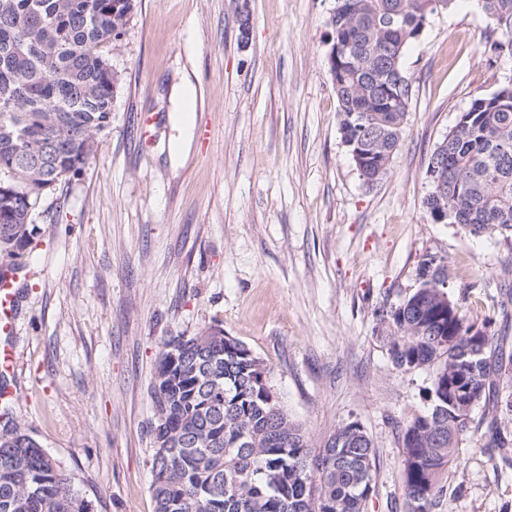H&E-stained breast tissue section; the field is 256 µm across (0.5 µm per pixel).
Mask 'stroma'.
<instances>
[{
  "label": "stroma",
  "instance_id": "stroma-1",
  "mask_svg": "<svg viewBox=\"0 0 512 512\" xmlns=\"http://www.w3.org/2000/svg\"><path fill=\"white\" fill-rule=\"evenodd\" d=\"M334 0H136L108 53L112 127L50 197L19 290L12 409L93 512H154L151 386L172 337L220 325L263 359L291 419L321 445L360 422L376 455L368 512L402 503L398 422L431 370L404 372L374 309L416 288L426 254L472 320L512 244L433 222L435 146L478 96L512 78L469 0L403 58L413 97L389 170L360 177L338 132L329 71ZM191 90L187 114L181 96ZM442 512H512V476L461 445Z\"/></svg>",
  "mask_w": 512,
  "mask_h": 512
}]
</instances>
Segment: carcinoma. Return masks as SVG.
I'll return each instance as SVG.
<instances>
[{"label":"carcinoma","mask_w":512,"mask_h":512,"mask_svg":"<svg viewBox=\"0 0 512 512\" xmlns=\"http://www.w3.org/2000/svg\"><path fill=\"white\" fill-rule=\"evenodd\" d=\"M456 0H334L338 131L363 147L358 171L389 170L413 88L403 57ZM512 52V0H478ZM135 0H0V272L33 252L44 200L82 171L112 126L107 48ZM431 220L512 241V83L475 98L433 150ZM426 255L417 287L374 309L392 365L433 369L428 409L399 426L404 512H440L444 475L465 442L512 470V349L491 321L466 319ZM270 368L218 325L167 341L155 366L150 466L154 512H367L375 453L359 422L313 447L270 385ZM483 417L472 419L476 407ZM0 512H91L73 476L13 420L0 428Z\"/></svg>","instance_id":"carcinoma-1"}]
</instances>
